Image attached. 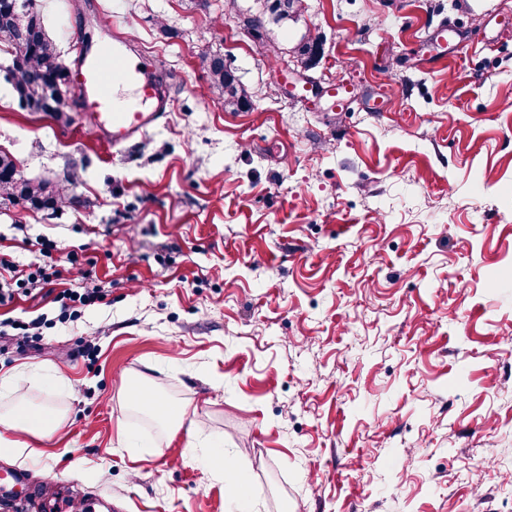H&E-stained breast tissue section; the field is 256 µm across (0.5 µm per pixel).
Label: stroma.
Instances as JSON below:
<instances>
[{"instance_id":"1","label":"stroma","mask_w":512,"mask_h":512,"mask_svg":"<svg viewBox=\"0 0 512 512\" xmlns=\"http://www.w3.org/2000/svg\"><path fill=\"white\" fill-rule=\"evenodd\" d=\"M63 64L112 44V20L169 78V116L116 149L81 112L21 110L0 77V150L64 183L61 212L0 201V254L19 268L94 260L112 302L60 320L44 349H0V411L54 406L0 457L97 497L96 512H512V0H305L260 49L236 19L259 0H37ZM318 43L309 66L293 50ZM223 54L253 95L208 92ZM343 82L344 109L292 93ZM63 375L65 385L53 378ZM131 381L186 405L171 432ZM196 440L188 450V440ZM207 68L210 73V92L217 100L224 103V110L230 112L247 110L251 105L252 96L224 63V56L217 52L210 54L207 58Z\"/></svg>"}]
</instances>
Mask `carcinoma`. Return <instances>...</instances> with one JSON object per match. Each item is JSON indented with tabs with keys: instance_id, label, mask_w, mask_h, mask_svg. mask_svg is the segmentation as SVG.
Here are the masks:
<instances>
[{
	"instance_id": "obj_1",
	"label": "carcinoma",
	"mask_w": 512,
	"mask_h": 512,
	"mask_svg": "<svg viewBox=\"0 0 512 512\" xmlns=\"http://www.w3.org/2000/svg\"><path fill=\"white\" fill-rule=\"evenodd\" d=\"M26 11L19 10L18 0H0V34L14 35L29 31L32 37L22 48H14L21 55V64L5 71L21 109L27 112H45L64 124L71 122L70 114L61 106L60 89L70 77L60 61L56 43L46 32L43 16L35 0H23ZM304 9L303 0H266L260 13H243L239 23L259 40L262 48H274L275 36L271 22H279ZM210 73L209 89L224 110L243 111L251 105L252 96L238 82L233 71L224 63V55L214 52L207 58ZM0 199L41 211H55L69 203L63 189H54L47 182H32L23 178L14 160L0 152Z\"/></svg>"
}]
</instances>
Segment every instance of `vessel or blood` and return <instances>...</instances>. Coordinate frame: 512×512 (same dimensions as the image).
I'll list each match as a JSON object with an SVG mask.
<instances>
[{
	"instance_id": "vessel-or-blood-1",
	"label": "vessel or blood",
	"mask_w": 512,
	"mask_h": 512,
	"mask_svg": "<svg viewBox=\"0 0 512 512\" xmlns=\"http://www.w3.org/2000/svg\"><path fill=\"white\" fill-rule=\"evenodd\" d=\"M113 75L118 82L112 91L108 85ZM73 89L91 127L116 147L155 127L170 106L155 63L132 51L119 36L113 38L109 54L78 50ZM26 476L23 470L0 472V512H93L89 498H66L49 484L33 497L14 494L13 485L25 484Z\"/></svg>"
}]
</instances>
